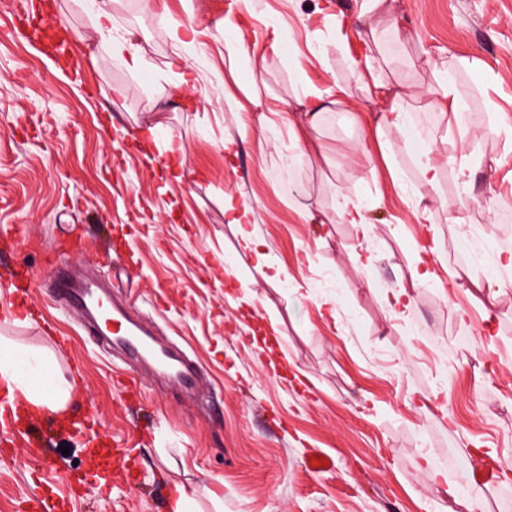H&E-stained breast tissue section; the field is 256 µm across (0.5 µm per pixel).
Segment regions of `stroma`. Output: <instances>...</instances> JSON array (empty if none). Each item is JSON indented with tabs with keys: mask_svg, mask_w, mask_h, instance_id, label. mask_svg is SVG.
I'll return each instance as SVG.
<instances>
[{
	"mask_svg": "<svg viewBox=\"0 0 512 512\" xmlns=\"http://www.w3.org/2000/svg\"><path fill=\"white\" fill-rule=\"evenodd\" d=\"M34 2L0 0V336L51 355L75 389L72 422L46 449L56 470L39 469L42 447L19 456L0 440V512H28L37 494L51 512H169L177 483L214 489L223 512H448L441 484L476 499L475 512H512V480L481 488L464 463L471 448L512 463V275L497 268L512 254L501 242L512 225V0H387L408 29L400 42L384 21L364 41L355 0H164L160 16L114 0L116 33L150 61L141 72L90 66L96 0L43 13L66 37L60 55L21 28ZM248 15L228 44L225 18ZM177 24L196 30L181 49L197 75L189 102L169 65ZM368 54L417 94L409 119L441 163L437 184L397 130L384 134L387 152L364 140L386 102L364 98L345 59ZM472 57L483 71L460 66ZM444 70L465 106L459 126L428 93ZM340 80L345 94L319 119L322 157L300 154L281 122L257 120L255 101L274 107L290 88ZM134 128L152 129L147 146ZM171 136L179 181L156 164ZM420 198L433 223H418ZM234 205L249 206L279 280L241 248ZM307 205L328 223H307ZM347 205L360 206L369 239L342 220ZM53 249L185 351L204 399L145 373L130 385L127 357L55 298ZM420 251L437 277L394 317L379 297ZM459 265L497 292L493 326L449 287ZM423 400L444 418L421 412ZM315 450L331 469H308Z\"/></svg>",
	"mask_w": 512,
	"mask_h": 512,
	"instance_id": "stroma-1",
	"label": "stroma"
}]
</instances>
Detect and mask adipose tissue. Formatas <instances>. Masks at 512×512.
Here are the masks:
<instances>
[{
    "label": "adipose tissue",
    "instance_id": "adipose-tissue-1",
    "mask_svg": "<svg viewBox=\"0 0 512 512\" xmlns=\"http://www.w3.org/2000/svg\"><path fill=\"white\" fill-rule=\"evenodd\" d=\"M91 29L94 34L110 35L108 58H124L126 64L136 70H144L147 61L140 48L130 44L125 38L115 35L112 9L109 0H102L93 15ZM379 64L375 58L367 56L350 62V70L360 83V88L368 99L383 98L389 103L382 110L378 120L369 130V137L379 139L380 150H387V143L382 142L384 130L394 129L403 132L406 140L419 138V131L408 121L410 103L414 98L410 89L401 84L381 81L374 73ZM435 276V270L426 257H417L410 266L407 284L391 296L385 297V304L395 310H410L417 290L425 287ZM0 379L4 380L12 391L17 392L21 402L34 409L48 408L56 412L65 411L72 396V385L57 378L49 367L48 359L36 354L21 357L17 347L7 340H0Z\"/></svg>",
    "mask_w": 512,
    "mask_h": 512
}]
</instances>
